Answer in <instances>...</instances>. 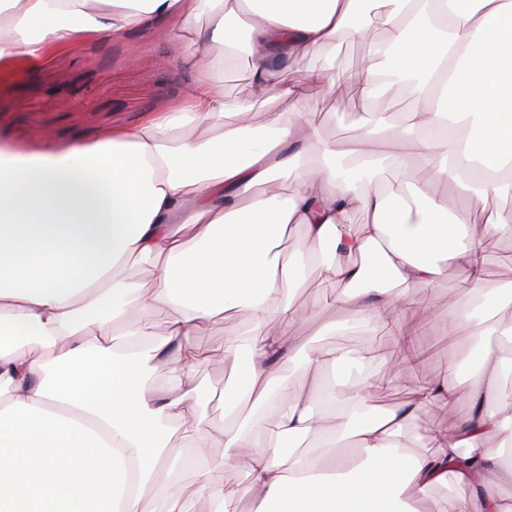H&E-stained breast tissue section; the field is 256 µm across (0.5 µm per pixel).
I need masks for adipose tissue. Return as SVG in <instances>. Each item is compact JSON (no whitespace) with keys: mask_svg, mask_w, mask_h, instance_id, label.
<instances>
[{"mask_svg":"<svg viewBox=\"0 0 512 512\" xmlns=\"http://www.w3.org/2000/svg\"><path fill=\"white\" fill-rule=\"evenodd\" d=\"M171 20L189 63L205 72L177 111L63 149L0 143V512H189L194 498L216 512L236 500L247 512H438L436 488L451 491V512H512V396L497 356L498 344L512 343V323L497 318L512 306V281L489 287L483 271L487 238L512 235V222L489 209L512 188V0H0V67ZM375 21L386 37L350 75L355 109L366 111L389 80L420 101L402 132L384 138L376 122L340 151L319 143L320 120L301 108L326 72L287 84L281 76L314 48L369 38ZM242 53L252 96L274 97L286 116L264 135L248 125L247 103L224 98V64ZM452 115L462 126L449 128ZM414 134L437 149L441 170L475 184L472 212L449 209L444 179L432 189L382 183L387 167L405 164ZM358 210L367 222L355 234L347 219ZM476 211L486 215L479 234L469 229ZM292 225L313 252L283 257ZM134 256L153 262L150 292L123 274ZM448 263L472 297L449 312L448 329L473 332L478 370L464 385L449 376L419 388L380 416L368 414L370 372L267 328L287 324L284 289L310 273L339 281L337 308L360 320L406 304L427 312V302L384 284L420 290ZM238 310L261 335L226 350L245 377L224 404L249 401L273 416L270 435L199 412L201 360L188 339L204 320ZM128 313L142 317L129 331ZM163 358L172 382L158 390L151 377ZM296 363L323 385L289 402L281 372ZM463 399L472 415L433 437V453L408 456L410 421ZM174 426L199 475L189 487L156 479L178 464ZM490 434L497 447H484ZM218 438L226 465H244L245 483L211 478ZM307 438L318 457L303 450ZM342 443L362 457L349 471L329 454Z\"/></svg>","mask_w":512,"mask_h":512,"instance_id":"obj_1","label":"adipose tissue"}]
</instances>
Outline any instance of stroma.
Wrapping results in <instances>:
<instances>
[{
	"label": "stroma",
	"instance_id": "35a3bbf8",
	"mask_svg": "<svg viewBox=\"0 0 512 512\" xmlns=\"http://www.w3.org/2000/svg\"><path fill=\"white\" fill-rule=\"evenodd\" d=\"M179 30L175 21L147 22L86 40L49 62L34 65L21 78L8 71L1 73L0 143L28 148L29 132L40 128L51 133L52 147L76 146L99 139L109 129L134 126L148 116L177 110L186 89L202 76L186 61L187 48ZM367 55L366 42L347 39L333 47L312 50L298 68L284 74V81L289 82L296 79L299 70L328 67V84L311 90L302 104L304 111L326 115L321 129L324 141L343 143L361 134V115L353 107L358 89L349 82L348 74L359 68ZM413 105L408 88L394 84L378 94L370 110L391 128L401 123ZM484 273L492 284L512 281V236L488 239ZM339 290L336 281L315 275L308 276L304 287L290 289L296 319L284 326V333L314 337L323 350L335 354L348 351L386 361V368L375 371L370 399L380 411L406 404L411 379L389 369L399 359L390 326L379 323L343 334L319 332V324L342 317L334 302ZM428 294L430 311L417 315L407 312L403 320L419 330L416 344L423 354L421 372L433 381L445 375L450 358L472 351L475 340L466 331L448 332L449 310L470 299L469 283L458 267L445 265ZM251 326L247 311L218 314L200 324L191 342L197 348L221 351ZM234 379L230 366L199 365L196 380L205 393L200 412L208 421L223 423L224 404L215 394ZM472 412L466 401L450 412L436 406L420 412L408 428L410 455L432 452L434 432L454 426Z\"/></svg>",
	"mask_w": 512,
	"mask_h": 512
}]
</instances>
